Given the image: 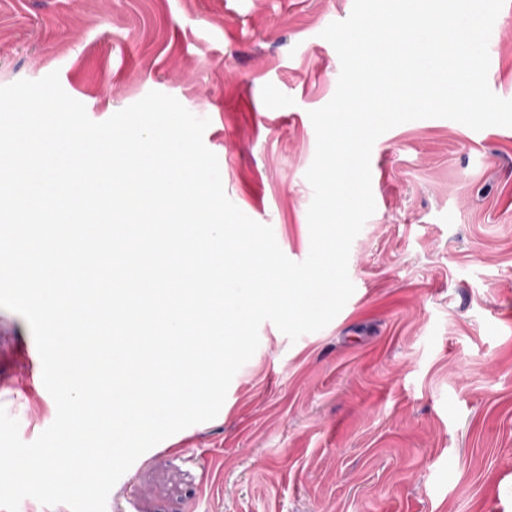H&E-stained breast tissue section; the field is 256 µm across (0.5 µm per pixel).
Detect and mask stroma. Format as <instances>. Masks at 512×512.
I'll use <instances>...</instances> for the list:
<instances>
[{"mask_svg": "<svg viewBox=\"0 0 512 512\" xmlns=\"http://www.w3.org/2000/svg\"><path fill=\"white\" fill-rule=\"evenodd\" d=\"M353 0H0V86L58 72L96 122L155 90L209 118L224 190L291 260L310 249L309 113ZM488 84L512 99V0ZM359 292L323 329L274 323L215 419L144 453L106 512H512V128L401 124L371 154ZM0 406L56 417L25 319L0 309Z\"/></svg>", "mask_w": 512, "mask_h": 512, "instance_id": "1", "label": "stroma"}]
</instances>
